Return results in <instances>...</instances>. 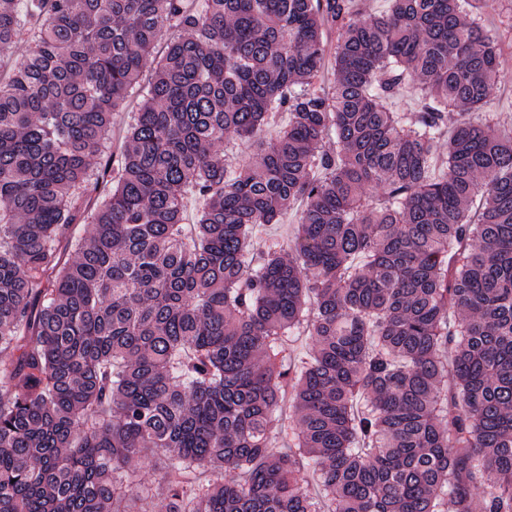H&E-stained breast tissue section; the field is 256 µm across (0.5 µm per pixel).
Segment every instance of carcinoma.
I'll return each mask as SVG.
<instances>
[{
    "label": "carcinoma",
    "instance_id": "carcinoma-1",
    "mask_svg": "<svg viewBox=\"0 0 512 512\" xmlns=\"http://www.w3.org/2000/svg\"><path fill=\"white\" fill-rule=\"evenodd\" d=\"M388 2L0 0V52L27 44L0 82V512H512L501 27ZM163 53L159 47H156L150 55V62L144 68L137 86L130 92L127 99L117 108L113 114L112 131L107 142V152L105 155L112 156L114 150L123 137L124 129L132 120V113L136 111L138 106L146 94L148 82L153 78L157 65L161 62ZM296 217L293 213L286 214L277 224H266L259 228L258 240L260 243L280 242L285 248H288V240L293 238L296 233Z\"/></svg>",
    "mask_w": 512,
    "mask_h": 512
}]
</instances>
